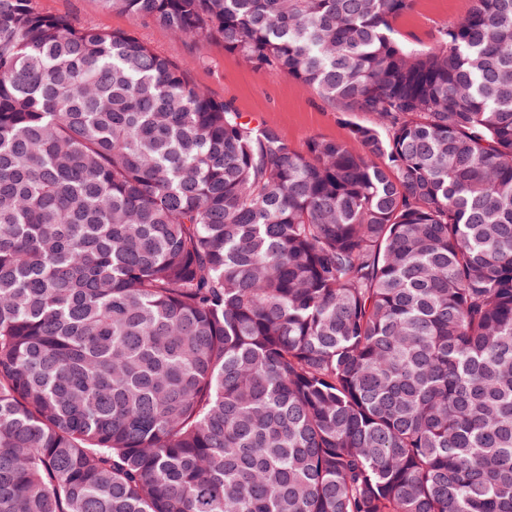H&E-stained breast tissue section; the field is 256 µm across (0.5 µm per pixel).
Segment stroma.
Masks as SVG:
<instances>
[{"label":"stroma","instance_id":"obj_1","mask_svg":"<svg viewBox=\"0 0 512 512\" xmlns=\"http://www.w3.org/2000/svg\"><path fill=\"white\" fill-rule=\"evenodd\" d=\"M46 14H66L105 30L134 33L172 61L190 66V77L213 97L232 103L252 121L276 128L295 149L313 138L345 141L349 129L334 106L294 79L255 69L241 57L210 40H187L167 29L101 7L99 0H36ZM472 0H414L395 27L403 36L429 44L442 22L467 13Z\"/></svg>","mask_w":512,"mask_h":512}]
</instances>
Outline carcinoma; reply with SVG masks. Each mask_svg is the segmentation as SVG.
<instances>
[{
  "label": "carcinoma",
  "mask_w": 512,
  "mask_h": 512,
  "mask_svg": "<svg viewBox=\"0 0 512 512\" xmlns=\"http://www.w3.org/2000/svg\"><path fill=\"white\" fill-rule=\"evenodd\" d=\"M412 2L100 0L351 116L298 151L0 0V512H512V0ZM473 0H414L410 10L399 17L395 28L403 36L428 45L439 24H448L467 13Z\"/></svg>",
  "instance_id": "carcinoma-1"
}]
</instances>
